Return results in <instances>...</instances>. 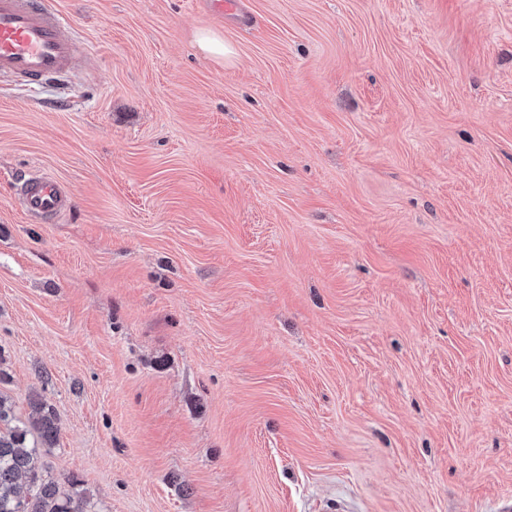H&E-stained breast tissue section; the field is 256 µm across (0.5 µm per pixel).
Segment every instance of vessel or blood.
<instances>
[{
	"mask_svg": "<svg viewBox=\"0 0 512 512\" xmlns=\"http://www.w3.org/2000/svg\"><path fill=\"white\" fill-rule=\"evenodd\" d=\"M64 27L51 0H0V74L34 89L71 71L80 46ZM20 205L29 217L50 221L70 209L71 197L60 182L36 173L23 183Z\"/></svg>",
	"mask_w": 512,
	"mask_h": 512,
	"instance_id": "obj_1",
	"label": "vessel or blood"
}]
</instances>
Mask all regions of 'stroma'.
Instances as JSON below:
<instances>
[{
  "label": "stroma",
  "mask_w": 512,
  "mask_h": 512,
  "mask_svg": "<svg viewBox=\"0 0 512 512\" xmlns=\"http://www.w3.org/2000/svg\"><path fill=\"white\" fill-rule=\"evenodd\" d=\"M52 2L89 56L0 78V392L55 410L61 490L512 499V0ZM36 169L73 200L49 223ZM197 43L204 53L214 59L230 61L235 55L232 45L225 42L220 33L211 30L200 31L197 34ZM20 205L34 219L50 221L71 207V197L63 185L40 173H34L22 185Z\"/></svg>",
  "instance_id": "obj_1"
}]
</instances>
